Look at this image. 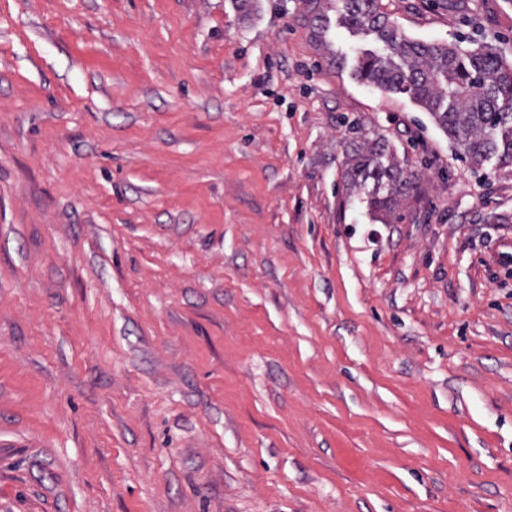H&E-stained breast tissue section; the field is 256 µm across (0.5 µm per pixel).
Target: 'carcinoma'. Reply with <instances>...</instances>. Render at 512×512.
<instances>
[{
    "label": "carcinoma",
    "instance_id": "1",
    "mask_svg": "<svg viewBox=\"0 0 512 512\" xmlns=\"http://www.w3.org/2000/svg\"><path fill=\"white\" fill-rule=\"evenodd\" d=\"M349 31L374 35L388 53H358L356 77L394 94H407L430 112L459 154L474 169L491 158L512 165V62L481 42L462 49L453 43L407 40L380 8L379 0H341ZM348 186L371 182L379 221H401V201L415 197L416 182L393 157L389 142L376 137L351 145L346 156Z\"/></svg>",
    "mask_w": 512,
    "mask_h": 512
}]
</instances>
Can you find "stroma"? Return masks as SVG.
I'll use <instances>...</instances> for the list:
<instances>
[{
    "mask_svg": "<svg viewBox=\"0 0 512 512\" xmlns=\"http://www.w3.org/2000/svg\"><path fill=\"white\" fill-rule=\"evenodd\" d=\"M321 6L0 0V512H512V166ZM380 7L512 60V0ZM346 179L350 189H357L367 182H372L379 190L386 189V196L375 197L373 206L376 212L381 213L379 221L390 224L394 216L395 221H402L403 214H396L402 200L415 197L416 182L412 174H406L401 164L393 157L389 142L377 136L373 140L363 138V143L355 142L351 145L346 156Z\"/></svg>",
    "mask_w": 512,
    "mask_h": 512,
    "instance_id": "35a3bbf8",
    "label": "stroma"
}]
</instances>
